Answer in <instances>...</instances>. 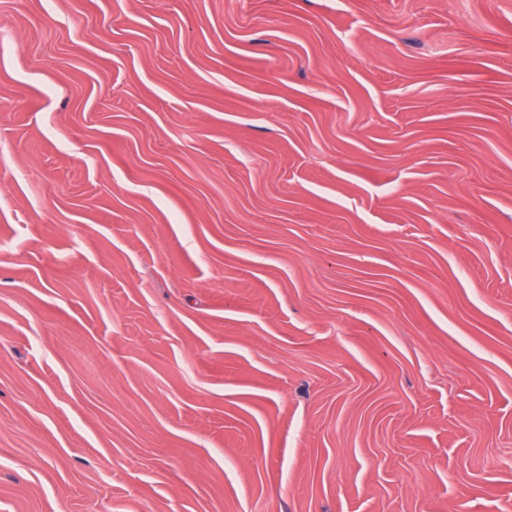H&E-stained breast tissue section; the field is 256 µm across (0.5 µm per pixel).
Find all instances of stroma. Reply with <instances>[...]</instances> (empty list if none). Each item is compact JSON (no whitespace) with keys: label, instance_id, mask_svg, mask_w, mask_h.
<instances>
[{"label":"stroma","instance_id":"stroma-1","mask_svg":"<svg viewBox=\"0 0 512 512\" xmlns=\"http://www.w3.org/2000/svg\"><path fill=\"white\" fill-rule=\"evenodd\" d=\"M0 512H512V0H0Z\"/></svg>","mask_w":512,"mask_h":512}]
</instances>
